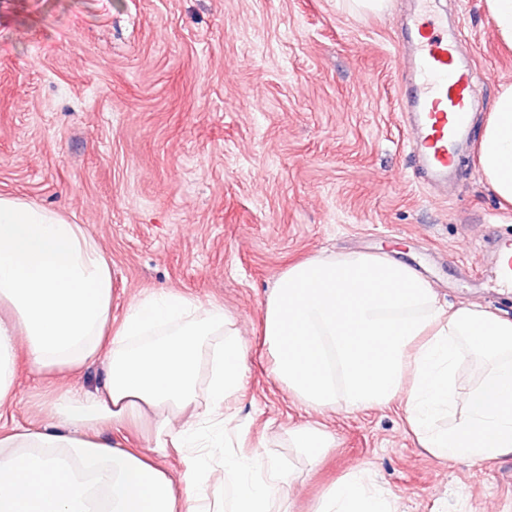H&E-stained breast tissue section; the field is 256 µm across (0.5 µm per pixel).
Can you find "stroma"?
I'll return each mask as SVG.
<instances>
[{
	"label": "stroma",
	"mask_w": 512,
	"mask_h": 512,
	"mask_svg": "<svg viewBox=\"0 0 512 512\" xmlns=\"http://www.w3.org/2000/svg\"><path fill=\"white\" fill-rule=\"evenodd\" d=\"M413 0L379 14L344 0H0V194L80 224L107 258L114 316L148 289L222 304L251 348L228 412L297 473L309 512L369 469L398 512H512V456L444 464L419 446L404 401L303 410L269 373L261 309L277 276L319 252H385L441 301L512 319L490 277L501 209L476 164L512 50L483 0H436L478 76L467 156L447 196L423 186L397 68ZM44 382L21 369L14 419L39 425ZM321 423L318 461L289 428Z\"/></svg>",
	"instance_id": "obj_1"
}]
</instances>
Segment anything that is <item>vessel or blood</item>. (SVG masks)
I'll list each match as a JSON object with an SVG mask.
<instances>
[{
	"label": "vessel or blood",
	"instance_id": "obj_1",
	"mask_svg": "<svg viewBox=\"0 0 512 512\" xmlns=\"http://www.w3.org/2000/svg\"><path fill=\"white\" fill-rule=\"evenodd\" d=\"M459 31L449 29L432 0H415L408 50L398 66L408 81L403 111L412 120V145L427 181L448 188V173L461 162L458 145L474 108L475 73L459 51Z\"/></svg>",
	"mask_w": 512,
	"mask_h": 512
}]
</instances>
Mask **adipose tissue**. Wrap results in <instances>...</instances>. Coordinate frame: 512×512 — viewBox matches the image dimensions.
I'll return each instance as SVG.
<instances>
[{"label": "adipose tissue", "instance_id": "adipose-tissue-1", "mask_svg": "<svg viewBox=\"0 0 512 512\" xmlns=\"http://www.w3.org/2000/svg\"><path fill=\"white\" fill-rule=\"evenodd\" d=\"M477 166L512 205V85L498 94ZM111 267L82 225L0 195V512H273L294 470L253 451L226 409L244 394L249 349L223 305L151 291L112 315ZM274 379L322 412L382 407L405 394L422 448L445 462L512 455V320L441 304L430 282L385 253H317L288 265L262 307ZM486 361L455 389L463 353ZM104 362L102 390L51 386L38 428L8 424L19 366L51 377ZM453 424L437 419L455 406ZM225 449L224 499L197 488ZM183 454V489L161 461ZM313 512H397L366 469Z\"/></svg>", "mask_w": 512, "mask_h": 512}]
</instances>
